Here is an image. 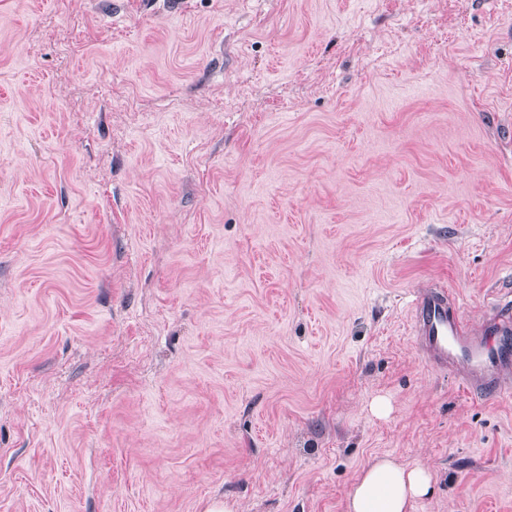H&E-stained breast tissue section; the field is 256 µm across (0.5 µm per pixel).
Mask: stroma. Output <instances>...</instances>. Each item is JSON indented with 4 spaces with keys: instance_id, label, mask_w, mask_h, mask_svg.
I'll return each mask as SVG.
<instances>
[{
    "instance_id": "1",
    "label": "stroma",
    "mask_w": 512,
    "mask_h": 512,
    "mask_svg": "<svg viewBox=\"0 0 512 512\" xmlns=\"http://www.w3.org/2000/svg\"><path fill=\"white\" fill-rule=\"evenodd\" d=\"M512 0H0V512H512ZM411 333L418 355L448 371L473 395L512 391V299L493 297L474 326L444 285L422 288L410 301ZM430 470L405 467L389 457L375 458L362 469L346 497V512H412L431 488Z\"/></svg>"
}]
</instances>
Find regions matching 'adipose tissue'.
I'll return each mask as SVG.
<instances>
[{"mask_svg": "<svg viewBox=\"0 0 512 512\" xmlns=\"http://www.w3.org/2000/svg\"><path fill=\"white\" fill-rule=\"evenodd\" d=\"M429 469L405 467L388 457L371 460L346 497V512H411L431 488Z\"/></svg>", "mask_w": 512, "mask_h": 512, "instance_id": "1", "label": "adipose tissue"}]
</instances>
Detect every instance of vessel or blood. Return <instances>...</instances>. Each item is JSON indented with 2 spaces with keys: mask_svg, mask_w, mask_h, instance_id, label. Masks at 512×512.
<instances>
[{
  "mask_svg": "<svg viewBox=\"0 0 512 512\" xmlns=\"http://www.w3.org/2000/svg\"><path fill=\"white\" fill-rule=\"evenodd\" d=\"M418 355L451 373L473 395L512 391V299L493 297L481 325H473L447 287L429 286L410 301Z\"/></svg>",
  "mask_w": 512,
  "mask_h": 512,
  "instance_id": "vessel-or-blood-1",
  "label": "vessel or blood"
}]
</instances>
